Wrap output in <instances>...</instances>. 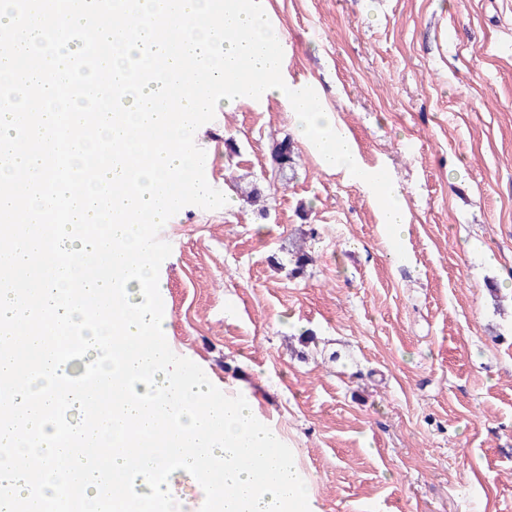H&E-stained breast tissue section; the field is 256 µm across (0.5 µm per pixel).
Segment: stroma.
I'll list each match as a JSON object with an SVG mask.
<instances>
[{
	"mask_svg": "<svg viewBox=\"0 0 512 512\" xmlns=\"http://www.w3.org/2000/svg\"><path fill=\"white\" fill-rule=\"evenodd\" d=\"M262 5L289 75L399 185L406 257L303 142L294 179L270 185L288 110L239 102L198 129L233 205L164 227L166 339L287 432L319 512H512V0ZM254 182L265 206L240 193Z\"/></svg>",
	"mask_w": 512,
	"mask_h": 512,
	"instance_id": "1",
	"label": "stroma"
}]
</instances>
